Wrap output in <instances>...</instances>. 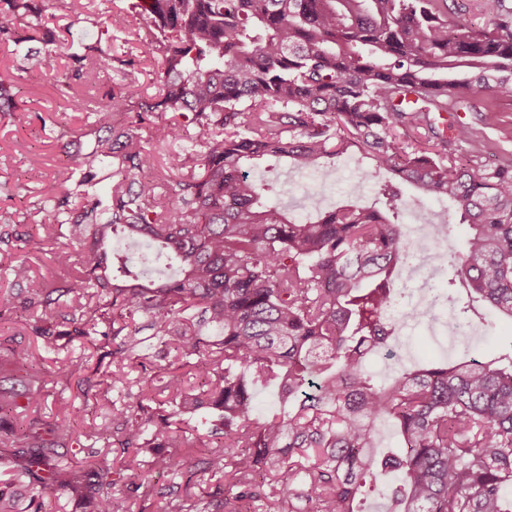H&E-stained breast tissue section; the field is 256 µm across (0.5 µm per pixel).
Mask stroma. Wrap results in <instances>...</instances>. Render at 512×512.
Segmentation results:
<instances>
[{
    "mask_svg": "<svg viewBox=\"0 0 512 512\" xmlns=\"http://www.w3.org/2000/svg\"><path fill=\"white\" fill-rule=\"evenodd\" d=\"M64 63V57L49 60L36 53L30 59L28 72H19L13 67L9 48L0 46V79L15 83L20 101L18 112L0 118V211L12 213L14 228L24 238H36L41 234L38 217L29 212L32 197L43 182L56 177L68 163L65 139L45 134L34 118L35 113L53 111L60 131L77 129L86 121L85 113L73 111L57 98L53 78L62 71ZM462 128L468 131L469 138L461 143L457 134ZM432 132L439 139L457 143L456 158L467 167L483 171L502 163H512V88H495L477 97H467L458 111L436 119L433 127H420L413 136L423 140ZM365 164L362 152L339 155L334 163L335 176L329 184L330 195L321 201L310 194L299 198L303 217L313 219L354 200L374 203L376 196L372 185H365L359 196L345 188L347 180L358 178L359 170ZM64 244V238L60 237L44 242L36 251L24 248L22 241L0 242V375L28 373L38 376L45 382L43 392L46 396L36 413L11 411L0 414V473L12 462V452L4 442V428L21 426L33 415L47 422L55 421L63 407L72 404L83 409L80 427L86 438L83 446L64 448L66 461H83L94 451L110 453L115 459L121 455L120 449L110 447L101 437L107 421L96 408V395L82 394L73 384L61 386L52 382L53 375L70 359L92 356V349L76 339L64 342L57 352L42 350L41 340L34 334L42 314L24 303L34 287L30 284L14 286L9 274L10 267L23 258L34 276H41L50 265L53 252ZM474 329L471 340L449 350L435 349L425 329H417L409 338L414 363L421 367L431 363L455 364L467 356L476 358L484 353L512 348V320L489 315L484 320L475 321ZM18 345L31 351L30 357L20 364L13 362L9 354L10 349Z\"/></svg>",
    "mask_w": 512,
    "mask_h": 512,
    "instance_id": "1",
    "label": "stroma"
}]
</instances>
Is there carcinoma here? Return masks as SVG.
<instances>
[{"label": "carcinoma", "instance_id": "obj_1", "mask_svg": "<svg viewBox=\"0 0 512 512\" xmlns=\"http://www.w3.org/2000/svg\"><path fill=\"white\" fill-rule=\"evenodd\" d=\"M55 1L77 23H105L94 0H0V45L38 42L59 56L70 29L48 26ZM141 2L130 10L145 26L143 53L160 57L158 90H142L135 58L110 43L66 54L54 86L88 122L67 142L64 172L36 196L43 239H23L32 249L67 240L26 304L52 312L35 328L48 348L59 336L105 348L95 366L77 359L53 382L100 393L122 462L93 451V465L75 469L58 453L82 445L75 418H33L9 430L16 453L0 512H22L25 494L40 509L67 488L94 512H119L128 479L138 497L168 500L165 512H363L376 470L396 477L388 512H512V350L406 371L389 386L365 366L398 330L384 311L414 255L400 222L407 188L448 201L468 226L460 250L438 255L454 268L447 288L463 295V312L512 318V165L475 171L451 160L446 141L407 140L455 96L512 85V11L485 0L476 26L448 20L447 0ZM114 71L122 81L103 97L131 104L119 120L112 105L86 103L92 82ZM18 109L15 85L0 80V114ZM190 125L200 141L169 179L159 149L185 141ZM353 146L372 162L367 177L389 174L375 182L379 208L350 204L299 223L249 178L247 166L283 158L330 180L320 160ZM131 239L177 273L148 275L154 257L134 262L119 248ZM172 353L206 390H187ZM136 371L138 392L101 393ZM12 380L0 386L1 412L45 401L43 380ZM156 381L169 394L158 407L144 396ZM259 383L277 396L257 419ZM205 404L214 418L190 442L177 424ZM379 421L401 440L382 456ZM147 453L176 475L194 458L190 476L221 475L224 488L206 502L159 486L143 474Z\"/></svg>", "mask_w": 512, "mask_h": 512}]
</instances>
